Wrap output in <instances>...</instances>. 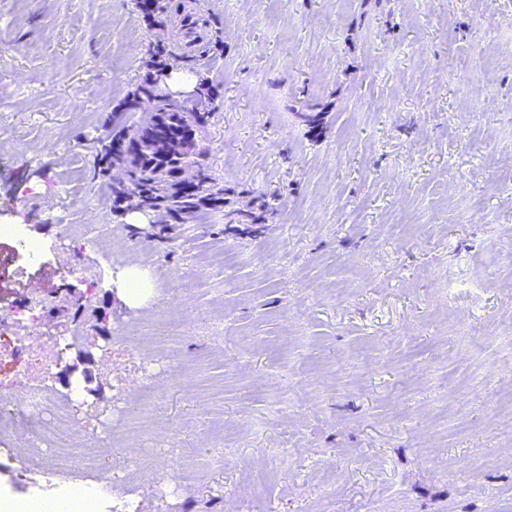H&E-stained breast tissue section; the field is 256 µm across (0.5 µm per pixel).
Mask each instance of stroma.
<instances>
[{
  "mask_svg": "<svg viewBox=\"0 0 512 512\" xmlns=\"http://www.w3.org/2000/svg\"><path fill=\"white\" fill-rule=\"evenodd\" d=\"M200 3L223 47L172 56L160 96L201 112L224 206L160 226L112 213L97 161L173 30L137 0H0V308L38 303L41 335L91 352L75 438L125 449L114 512L512 507V0ZM127 266L138 306L112 291ZM87 269L101 324L65 310ZM42 454L0 439V496L28 498ZM146 275L139 269L126 267L119 278L121 297L128 305L143 303L151 295Z\"/></svg>",
  "mask_w": 512,
  "mask_h": 512,
  "instance_id": "1",
  "label": "stroma"
}]
</instances>
